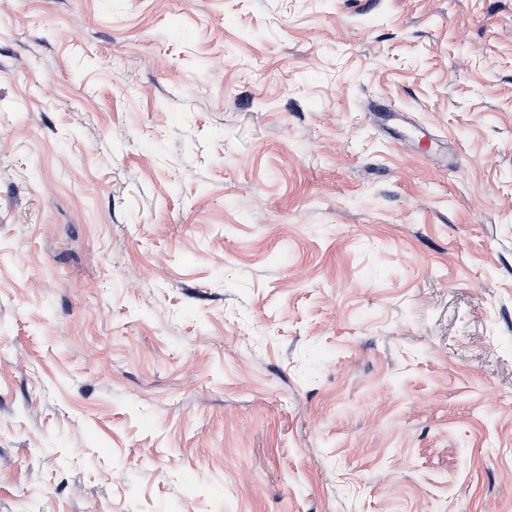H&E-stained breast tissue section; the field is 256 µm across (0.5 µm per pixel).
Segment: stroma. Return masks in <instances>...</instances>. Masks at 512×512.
<instances>
[{
  "mask_svg": "<svg viewBox=\"0 0 512 512\" xmlns=\"http://www.w3.org/2000/svg\"><path fill=\"white\" fill-rule=\"evenodd\" d=\"M0 512H512V0H0Z\"/></svg>",
  "mask_w": 512,
  "mask_h": 512,
  "instance_id": "1",
  "label": "stroma"
}]
</instances>
